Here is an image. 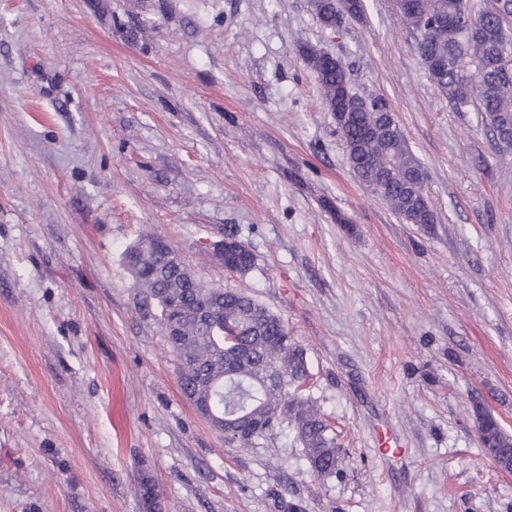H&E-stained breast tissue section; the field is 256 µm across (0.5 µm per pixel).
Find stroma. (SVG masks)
Listing matches in <instances>:
<instances>
[{
    "label": "stroma",
    "mask_w": 512,
    "mask_h": 512,
    "mask_svg": "<svg viewBox=\"0 0 512 512\" xmlns=\"http://www.w3.org/2000/svg\"><path fill=\"white\" fill-rule=\"evenodd\" d=\"M396 0H0V512H512L474 399L512 433V149L455 111ZM309 45L383 97L434 224L352 172ZM168 239L305 349L339 472L292 431L225 442L184 395L123 254ZM252 252L225 269L213 242ZM390 428L404 455L378 457ZM313 9L320 23L330 28L336 23V18L343 14V20L348 18L361 19L365 14V0H313Z\"/></svg>",
    "instance_id": "35a3bbf8"
}]
</instances>
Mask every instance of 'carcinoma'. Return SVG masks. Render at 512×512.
I'll return each mask as SVG.
<instances>
[{"label":"carcinoma","instance_id":"carcinoma-1","mask_svg":"<svg viewBox=\"0 0 512 512\" xmlns=\"http://www.w3.org/2000/svg\"><path fill=\"white\" fill-rule=\"evenodd\" d=\"M418 8L400 12L399 21L416 39L417 53L430 79L458 112L473 108L499 134L512 138V59L503 62L492 44L465 35L452 22L459 0H417ZM320 23L330 27L344 15L361 19L365 0H313ZM467 8L490 25L512 27L509 4L497 0H467ZM318 78L327 110L347 91V115L335 117L358 179L381 189L372 193L391 206L407 224H429L435 214L425 188L415 184L422 168L381 96L363 97L350 87L347 70L326 62L313 47L301 50ZM141 268L131 272L137 295L152 305L161 328L173 300L183 302L180 334L167 337L188 371L182 372L184 394L194 404L211 406L224 419V438L252 447L276 428H291L311 468L320 476L339 466L335 434L314 402L302 396L309 376L305 352L292 342L284 322L252 297L224 288H207L185 264L155 272L150 251L139 255ZM205 295L211 319L201 332L193 313L196 297ZM485 438L512 454V435L488 411L474 410Z\"/></svg>","mask_w":512,"mask_h":512}]
</instances>
